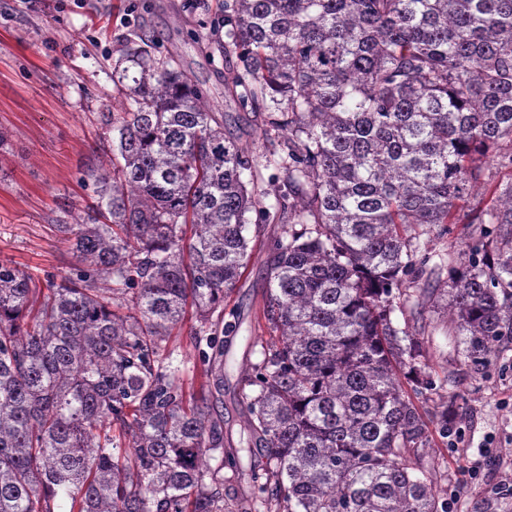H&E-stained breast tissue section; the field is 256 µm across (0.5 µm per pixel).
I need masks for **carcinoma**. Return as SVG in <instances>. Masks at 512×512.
Returning a JSON list of instances; mask_svg holds the SVG:
<instances>
[{
  "mask_svg": "<svg viewBox=\"0 0 512 512\" xmlns=\"http://www.w3.org/2000/svg\"><path fill=\"white\" fill-rule=\"evenodd\" d=\"M223 27L225 96L260 113L265 152L135 25L110 165L87 172V218L55 224L80 265L42 289L0 262V512H448L419 455L448 406L424 417L436 382L393 314L442 292L475 368L512 337V179H485L491 157L512 168V0H224ZM477 185L488 243L418 257L404 228L456 223ZM253 220L278 231L245 467L219 404ZM430 262L444 286L419 285ZM187 320L206 365L189 398L163 357Z\"/></svg>",
  "mask_w": 512,
  "mask_h": 512,
  "instance_id": "obj_1",
  "label": "carcinoma"
}]
</instances>
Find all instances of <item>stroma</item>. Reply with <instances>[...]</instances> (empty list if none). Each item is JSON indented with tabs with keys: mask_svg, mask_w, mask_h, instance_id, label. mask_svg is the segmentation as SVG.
Here are the masks:
<instances>
[{
	"mask_svg": "<svg viewBox=\"0 0 512 512\" xmlns=\"http://www.w3.org/2000/svg\"><path fill=\"white\" fill-rule=\"evenodd\" d=\"M204 2L205 9L196 10L188 0H152L140 16L127 10L125 0H0V261L40 276L64 274L72 264L69 245L54 224L63 206L79 216L90 202L92 188L84 178L105 162L103 116L118 106L112 66L137 20L207 91L215 111L224 115L225 133L252 140L260 120L225 100L224 61L208 48L224 16V0ZM490 202L483 187H474L458 223L421 236L423 251L454 257L478 242L483 227L470 223L468 213ZM276 232V225L264 224L251 237L248 268L224 300L237 325L224 356V422L234 448L243 431L238 381L248 341L268 334L259 309L267 286V245ZM398 320L427 349L437 390L425 409L447 404L453 428L448 439L433 437L421 451L422 461L443 474L439 488L454 512H474L490 485L512 482V342L475 371L449 336L445 317L429 305L406 307ZM167 347L185 388L196 387L203 365L187 329L174 330ZM476 464L485 472L479 480L470 477Z\"/></svg>",
	"mask_w": 512,
	"mask_h": 512,
	"instance_id": "obj_1",
	"label": "stroma"
}]
</instances>
